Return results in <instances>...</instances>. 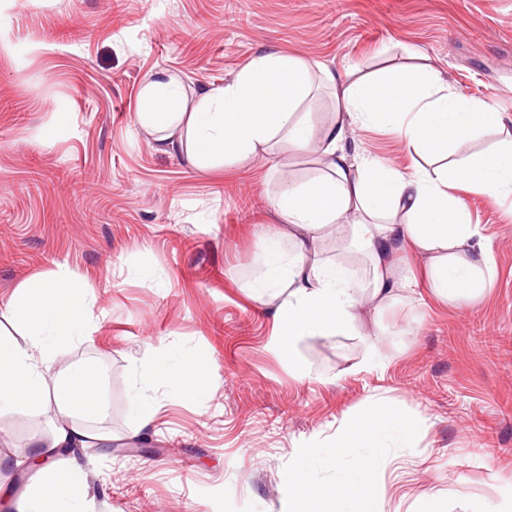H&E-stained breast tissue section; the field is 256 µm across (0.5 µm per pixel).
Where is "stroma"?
I'll return each instance as SVG.
<instances>
[{
	"instance_id": "1",
	"label": "stroma",
	"mask_w": 512,
	"mask_h": 512,
	"mask_svg": "<svg viewBox=\"0 0 512 512\" xmlns=\"http://www.w3.org/2000/svg\"><path fill=\"white\" fill-rule=\"evenodd\" d=\"M267 50L360 73L430 63L512 117V0H0V301L62 267L94 297V336L53 365H98L110 407L111 444L74 452L85 512H281L297 449L335 438L373 397L420 428L377 451L386 512H412L428 489L446 493L439 512H493L512 498V198L457 192L496 261L481 302L425 292L366 313L374 354L355 337L310 338L311 376L298 378L248 284L277 227V167L305 180L310 157L281 141L271 159L204 171L158 151L136 119L146 76L218 87ZM353 139L409 172L388 130ZM159 346L214 371L143 429L130 384ZM55 418L0 411V454L15 461L0 502L14 512L37 477L30 442Z\"/></svg>"
}]
</instances>
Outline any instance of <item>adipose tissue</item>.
<instances>
[{
	"instance_id": "obj_1",
	"label": "adipose tissue",
	"mask_w": 512,
	"mask_h": 512,
	"mask_svg": "<svg viewBox=\"0 0 512 512\" xmlns=\"http://www.w3.org/2000/svg\"><path fill=\"white\" fill-rule=\"evenodd\" d=\"M333 88L336 118L318 127L310 100L316 84ZM137 121L158 150L182 152L195 166L246 165L269 155L275 140L286 139L297 152L314 155L317 177L299 181L281 173L269 206L282 227L266 241L261 273L249 284L259 303H275L277 350L286 354L297 377L310 370L298 354L305 338L361 336L367 352L377 340L362 332V316L411 299L417 284L396 266L400 254L421 258L433 294L449 305L473 304L493 288L496 265L479 225L473 224L456 190L512 196V127L483 99L455 90L430 65L390 69L375 75L338 74L311 68L303 59L278 51L255 56L223 86L187 93L182 81L164 71L150 75L138 95ZM382 126L396 133L418 158H438L433 170L415 166L403 174L364 149L350 151L354 127ZM501 135L494 150L475 159L451 160L480 129ZM335 238L345 250L363 255L368 276L341 262L319 258L317 244ZM94 300L85 283L67 270L23 282L0 310L23 324V340L0 336V410L19 408L41 414L56 408L48 434L34 438L35 458L60 448H87L111 436L92 429L109 406L96 366L48 371L66 345L90 340L97 329ZM204 377L213 371L204 358L191 369L172 362L163 350L134 367L130 401L140 427H150L158 402L155 391L191 395L187 371ZM358 422L371 430L375 445L397 438L409 443L415 426L388 404L372 400ZM335 468L327 491L328 512H385L369 490L379 467L373 448L350 454L347 435L325 446H304L296 466L281 479L291 496L283 512H312L319 492L311 482L315 465ZM85 473L77 460L50 465L26 492L24 512H47L79 492Z\"/></svg>"
}]
</instances>
